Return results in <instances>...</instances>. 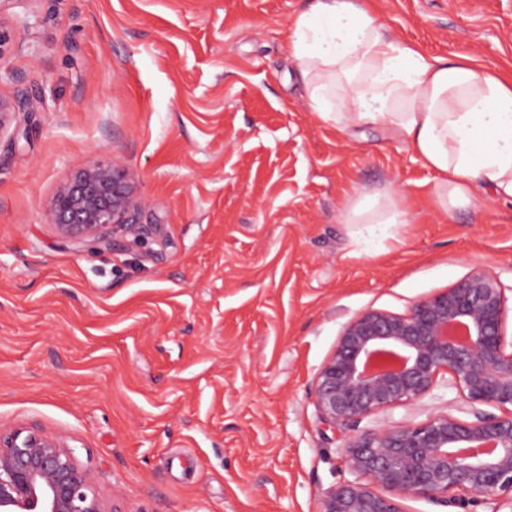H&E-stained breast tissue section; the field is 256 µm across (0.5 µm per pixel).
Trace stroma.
Wrapping results in <instances>:
<instances>
[{
	"label": "stroma",
	"instance_id": "1",
	"mask_svg": "<svg viewBox=\"0 0 512 512\" xmlns=\"http://www.w3.org/2000/svg\"><path fill=\"white\" fill-rule=\"evenodd\" d=\"M313 3L0 0L28 21L0 97L35 105L0 148V429L75 447L121 512H316L349 476L311 394L342 326L477 268L512 283V203L449 207L407 145L312 112L288 45ZM374 7L428 55L512 72V0ZM101 160L138 181L148 232L80 249L47 204ZM459 406L442 387L363 425Z\"/></svg>",
	"mask_w": 512,
	"mask_h": 512
}]
</instances>
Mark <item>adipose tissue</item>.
<instances>
[{"instance_id":"ef3b65f1","label":"adipose tissue","mask_w":512,"mask_h":512,"mask_svg":"<svg viewBox=\"0 0 512 512\" xmlns=\"http://www.w3.org/2000/svg\"><path fill=\"white\" fill-rule=\"evenodd\" d=\"M291 53L313 111L402 139L440 174L449 206L479 186L512 202V78L400 42L370 0H317L293 21Z\"/></svg>"}]
</instances>
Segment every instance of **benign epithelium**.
<instances>
[{
	"mask_svg": "<svg viewBox=\"0 0 512 512\" xmlns=\"http://www.w3.org/2000/svg\"><path fill=\"white\" fill-rule=\"evenodd\" d=\"M0 21V58L22 39ZM28 99H0V140ZM145 209L137 181L113 161L72 172L55 189L49 223L80 245L110 247L140 238ZM495 274L476 269L450 288L414 301L404 314L369 308L344 325L320 366L313 396L322 420L355 430L343 448L353 479L321 492L318 512H405L427 499L464 508L471 499L512 500V351L507 293ZM457 391L472 418L450 412L414 424L359 429L381 412L417 404L441 384ZM492 406L499 415L483 412ZM0 512H112L75 449L36 430L0 432Z\"/></svg>",
	"mask_w": 512,
	"mask_h": 512,
	"instance_id": "7a95c632",
	"label": "benign epithelium"
}]
</instances>
